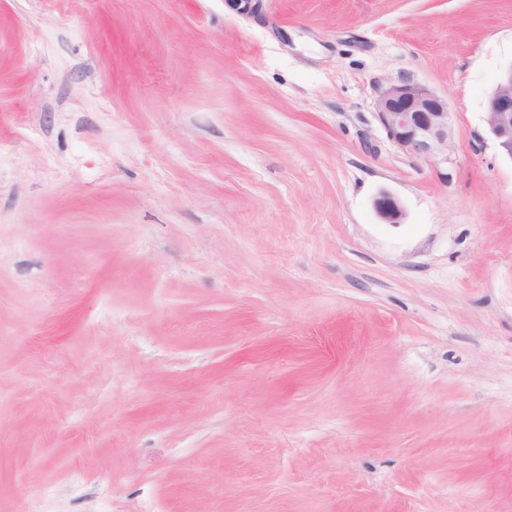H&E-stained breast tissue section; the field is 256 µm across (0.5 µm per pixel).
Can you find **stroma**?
<instances>
[{"label": "stroma", "instance_id": "stroma-1", "mask_svg": "<svg viewBox=\"0 0 512 512\" xmlns=\"http://www.w3.org/2000/svg\"><path fill=\"white\" fill-rule=\"evenodd\" d=\"M511 63L512 0H0V512H512ZM485 123L500 154L512 161V63L499 74L485 106ZM375 106L389 140L403 153L447 162L453 138L447 99L402 77L378 86Z\"/></svg>", "mask_w": 512, "mask_h": 512}]
</instances>
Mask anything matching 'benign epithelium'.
I'll return each mask as SVG.
<instances>
[{"label":"benign epithelium","instance_id":"7a95c632","mask_svg":"<svg viewBox=\"0 0 512 512\" xmlns=\"http://www.w3.org/2000/svg\"><path fill=\"white\" fill-rule=\"evenodd\" d=\"M375 106L389 140L403 153L425 161H448L453 131L447 99L402 77L378 86ZM485 123L500 154L512 161V63L500 72L487 98ZM375 207L393 224L403 215L398 200L386 192Z\"/></svg>","mask_w":512,"mask_h":512}]
</instances>
